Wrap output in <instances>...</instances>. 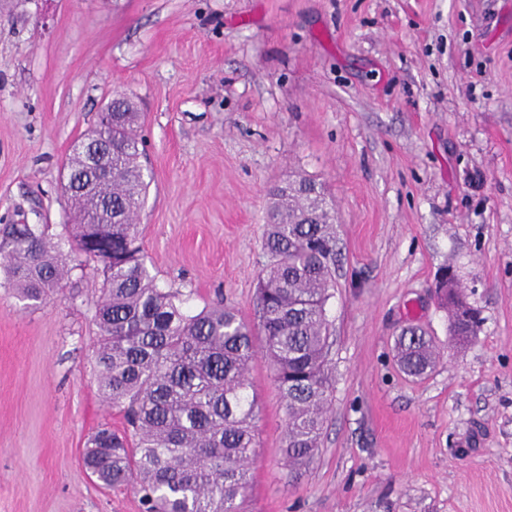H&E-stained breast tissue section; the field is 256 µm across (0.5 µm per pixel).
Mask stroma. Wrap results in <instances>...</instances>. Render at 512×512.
Wrapping results in <instances>:
<instances>
[{
	"label": "stroma",
	"instance_id": "stroma-1",
	"mask_svg": "<svg viewBox=\"0 0 512 512\" xmlns=\"http://www.w3.org/2000/svg\"><path fill=\"white\" fill-rule=\"evenodd\" d=\"M142 114L147 264L195 311L256 323L267 191L290 175L336 204L333 391L301 473L264 359L240 512H512V0H0V232L70 246L75 140L115 94ZM30 307L0 272V512H140L83 463L122 429L89 353L102 272L82 256ZM453 267L483 318L453 341ZM439 359L403 374L408 326Z\"/></svg>",
	"mask_w": 512,
	"mask_h": 512
}]
</instances>
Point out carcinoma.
<instances>
[{
    "instance_id": "obj_1",
    "label": "carcinoma",
    "mask_w": 512,
    "mask_h": 512,
    "mask_svg": "<svg viewBox=\"0 0 512 512\" xmlns=\"http://www.w3.org/2000/svg\"><path fill=\"white\" fill-rule=\"evenodd\" d=\"M112 127L96 132L90 155L68 160L74 205L72 250L102 266V300L91 355L98 391L123 414L127 431L97 429L83 462L100 485H130L142 512H238L257 447L258 404L250 393L254 337L282 395V455L301 471L319 448L332 373L326 305L336 264L334 201L322 183L297 174L268 191L259 272V322L222 305L197 313L179 291L158 287L140 247L138 212L148 183L141 164L140 112L114 104ZM67 254L31 224H13L0 245L11 288L38 306L63 288ZM449 328L459 345L478 329ZM400 369L422 377L437 360L418 328L396 341Z\"/></svg>"
}]
</instances>
